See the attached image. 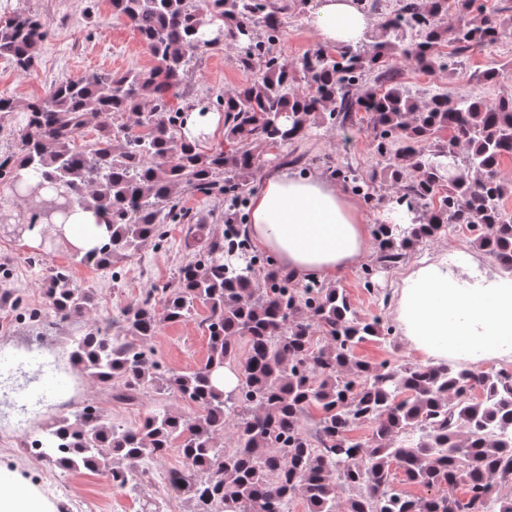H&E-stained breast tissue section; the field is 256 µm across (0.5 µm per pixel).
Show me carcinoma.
Masks as SVG:
<instances>
[{
	"label": "carcinoma",
	"mask_w": 512,
	"mask_h": 512,
	"mask_svg": "<svg viewBox=\"0 0 512 512\" xmlns=\"http://www.w3.org/2000/svg\"><path fill=\"white\" fill-rule=\"evenodd\" d=\"M109 2L139 34L154 65L145 73L62 81L23 105L19 156L0 159V179L12 181L35 211H43L47 195L59 206L53 231L31 223L26 232L40 234L50 254L64 246L72 262L102 268L139 250L163 224L185 218L177 199L182 192L222 193L230 216L222 238L196 225L199 259L181 267L175 284L152 289L123 311L124 335L93 327L72 339L69 355L115 400L134 405L151 390L189 401L200 414L189 419L162 404L138 426L124 428L99 409L76 408L34 432L43 457L69 470L102 469L114 485L133 490L149 475L141 470L132 478L133 465L176 444L182 466L172 470L177 481L164 491L186 497L191 512L227 506L275 512L277 503L296 498L308 512H336L344 488L352 494L341 512H468L472 506L512 512V495L493 484V477L512 473V372L358 359L357 344L388 340L391 328L379 316L360 317L340 288H287L288 279L271 269L258 289L259 255L235 218L239 181L265 162V152L308 137L319 118L351 122L361 110L372 114L380 179L404 187L407 173H418L411 193L396 197L416 217L377 225L381 262L397 265L408 246L456 224L512 276V214L500 206L509 181L499 171L512 156V98L435 93L419 106L383 69L393 55L427 73L446 68L439 47L449 0H398L395 21L379 23L376 40L368 33L354 48H318L302 63L307 86L301 93L292 91L288 63L255 43L256 26L277 16L267 0ZM22 18L15 11L0 20V58L29 71L44 25L25 33ZM499 28L489 18H462L453 42L459 50L492 43ZM224 36L239 47L243 63L258 60L262 69L241 90L218 94L227 147L204 152L183 134L182 112L170 99L193 57ZM372 73L385 90L351 99L354 82ZM92 116L97 136L88 142ZM444 131L451 132L448 140L433 143ZM80 211L92 213L94 226L104 223L108 233L87 251L58 239H70ZM43 281L48 316L64 321L94 308L93 291L66 269L46 268ZM198 303L210 310L206 362L189 373L159 371L149 341L162 323L190 319ZM230 362L240 380L226 393L212 379ZM312 406L321 410L313 435L304 423ZM362 422L374 425L365 445L349 437ZM230 423L235 441L228 449L218 435ZM398 470L430 494L415 498L394 489ZM461 483L464 499L455 494Z\"/></svg>",
	"instance_id": "carcinoma-1"
}]
</instances>
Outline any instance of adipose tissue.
I'll return each instance as SVG.
<instances>
[{"label":"adipose tissue","mask_w":512,"mask_h":512,"mask_svg":"<svg viewBox=\"0 0 512 512\" xmlns=\"http://www.w3.org/2000/svg\"><path fill=\"white\" fill-rule=\"evenodd\" d=\"M318 2L316 30L325 45L356 44L371 27L355 0ZM372 231L359 207L318 175L275 171L251 196L250 237L295 280L327 281L361 264ZM393 319L425 362H512V277L480 267L465 252L411 271ZM0 512L58 510L39 484L0 466Z\"/></svg>","instance_id":"1"}]
</instances>
